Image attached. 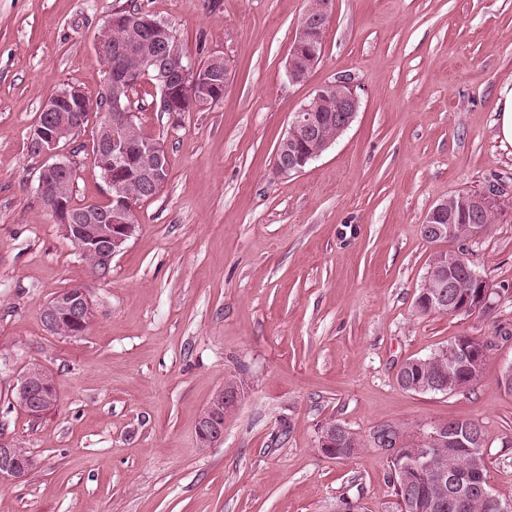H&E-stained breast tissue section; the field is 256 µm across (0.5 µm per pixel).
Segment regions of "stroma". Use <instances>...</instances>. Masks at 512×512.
<instances>
[{"instance_id":"obj_1","label":"stroma","mask_w":512,"mask_h":512,"mask_svg":"<svg viewBox=\"0 0 512 512\" xmlns=\"http://www.w3.org/2000/svg\"><path fill=\"white\" fill-rule=\"evenodd\" d=\"M167 22L192 63L231 75L218 104L163 112L136 87L143 132L168 178L107 274L96 273L35 197L28 136L69 85L99 97L98 36L112 11ZM305 0H0V436L33 455L27 482H0V512H401L390 448L451 419L481 426L487 481L512 500V208L479 238L445 243L497 294L490 314L426 315L415 300L435 251L421 228L449 194L504 183L497 136L512 81V0H336L323 57L292 83L288 49ZM362 108L303 173L273 166L297 111L336 78ZM91 114L65 148L73 198L103 202L87 151ZM87 288L84 335L47 332L60 290ZM490 341L484 380L452 394L403 390L397 372L459 336ZM48 368L58 404L35 420L14 400L20 372ZM241 399L222 442L198 422L225 382ZM361 452L318 451L323 422Z\"/></svg>"}]
</instances>
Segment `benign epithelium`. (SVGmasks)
Instances as JSON below:
<instances>
[{
	"mask_svg": "<svg viewBox=\"0 0 512 512\" xmlns=\"http://www.w3.org/2000/svg\"><path fill=\"white\" fill-rule=\"evenodd\" d=\"M335 0H306V7L297 23L288 60L293 61L303 55L306 42L310 35L324 40L328 21L335 11ZM137 24L149 31H163L164 22L154 18H133L128 15L112 12L103 27L104 36L98 42V50L107 59V71L115 70L124 80L136 83L150 76L160 86L163 95L169 96L172 80H177L185 91L192 95H203L207 91L210 78L209 72L199 66L191 65L186 55L165 50L148 67L131 68L126 65L125 57L120 52H112V43L108 34L128 26ZM336 90L339 107L336 113V135H341L354 122L361 108V97L357 85L347 77L338 78L335 82L322 86L315 91L313 97L297 111L290 113L288 128L280 139L274 154V169L281 177L302 172L312 161L330 146L334 139L320 140L322 135L319 126L318 108L327 91ZM61 97L74 100L77 106L72 112L58 121L54 111L58 110V102H47L43 107L46 116L37 122L30 134L34 154L41 160L38 175V200L41 206L51 212L64 233L74 241L81 253L95 258L94 270H109L112 257L122 251L123 247L135 234L138 224L137 210L148 197L126 186L121 181L125 167L126 151L135 127L136 113L127 110L119 99H113L105 122L98 127L93 138L94 151L91 161L101 173L108 187V203L110 209L105 217L107 225L98 229L99 216L88 212L78 214L73 205L55 189V182L76 170L74 162L62 159L63 150L83 129V110L95 109V103L76 85L65 90ZM321 141V144L309 150L287 153L286 146H295L305 140ZM150 154L155 159L142 172L141 184L154 186L159 177L162 156L156 143L149 145ZM512 204V193L504 186H491L483 190L465 191L453 197V203L443 199L436 203L426 214L424 224L427 238L431 241L453 239L457 234L458 225L450 223L456 209L482 214L496 211ZM466 275L475 283L474 296L459 298L453 287L457 278ZM439 281V288L429 294V305L435 309L450 307L456 311L483 310L488 311L494 306L495 288L473 269L467 261L458 256L448 261L446 252L435 253L429 263L424 282ZM450 291H444V288ZM67 313L71 327L63 332L65 336L82 335L93 316V308L86 289L74 286L61 291L55 306L43 314V322L49 333L55 335L57 317ZM433 359L448 365V381L452 382V391L459 386L453 381L477 372L484 360L483 351L467 345L460 340L440 349L433 354ZM19 391L24 396L23 409L35 419H40L53 411L57 402L56 388L51 372L43 367H29L20 377ZM240 398V390L236 386H224L216 397L217 408H225L229 413L236 407ZM205 423L201 430V442L211 445L224 438V418L217 414H204ZM476 433L471 428H462L456 424L445 422L431 428L430 431L411 439H394V447L400 449V461L403 466L418 472L427 478L434 488L437 502L448 503L459 509L468 507L474 499L493 501L495 512H512V500H502L490 488L475 484L463 471H445L434 465L433 448H445L448 455H453L458 448H469L475 440ZM358 441L356 434L334 420H327L320 426L318 448L322 455L334 459L338 455L337 448ZM37 462L32 456L19 451L14 444L0 437V479L12 484L26 481L36 470Z\"/></svg>",
	"mask_w": 512,
	"mask_h": 512,
	"instance_id": "1",
	"label": "benign epithelium"
}]
</instances>
